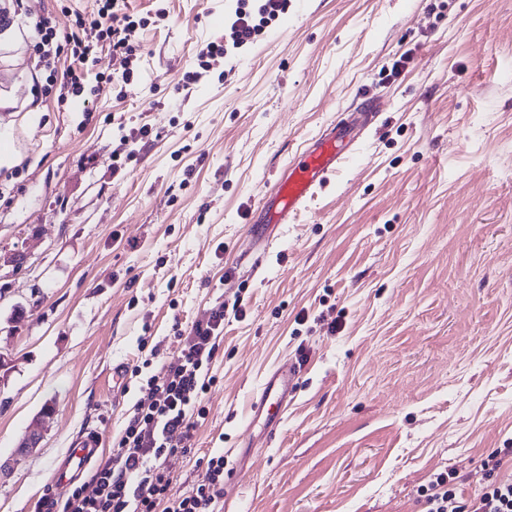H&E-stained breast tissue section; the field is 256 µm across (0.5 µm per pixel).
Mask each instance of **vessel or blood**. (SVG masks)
Segmentation results:
<instances>
[{"label": "vessel or blood", "mask_w": 512, "mask_h": 512, "mask_svg": "<svg viewBox=\"0 0 512 512\" xmlns=\"http://www.w3.org/2000/svg\"><path fill=\"white\" fill-rule=\"evenodd\" d=\"M379 112L378 101L363 102L326 126L292 157L273 191L264 195L255 209L247 237L250 250L269 246L272 226L290 223L318 189L336 175L355 154ZM300 373V365L293 361L284 362L273 371L252 406L253 422L263 424L270 432L278 428ZM101 446L97 431L80 435L54 476L55 486L61 488L82 478L97 460Z\"/></svg>", "instance_id": "b4317fda"}]
</instances>
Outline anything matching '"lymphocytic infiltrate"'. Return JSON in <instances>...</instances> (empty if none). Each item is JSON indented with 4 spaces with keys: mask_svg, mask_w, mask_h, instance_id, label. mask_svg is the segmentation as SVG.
Masks as SVG:
<instances>
[{
    "mask_svg": "<svg viewBox=\"0 0 512 512\" xmlns=\"http://www.w3.org/2000/svg\"><path fill=\"white\" fill-rule=\"evenodd\" d=\"M287 8L288 0H236L228 40L211 41L200 49L198 68L186 74V84L205 77L210 59L252 45ZM145 24V18L127 12L125 0H99L91 16L76 15L67 30L46 17L32 22V60L35 70L45 75L44 95H56L61 104L85 99L81 70L58 69L56 61L65 51L85 60L101 44L108 45L123 82L137 81L136 47ZM224 317L223 305L210 308L192 325L188 345L164 361L160 374L146 377L111 457L92 476L93 490L72 489L61 512H221L223 455L210 456L200 483L183 493L175 490L165 461L190 453L193 433L208 415L204 400L216 381L215 356L224 334ZM424 504L425 512H512V478L490 482L467 498L454 486L451 474L441 472L429 482Z\"/></svg>",
    "mask_w": 512,
    "mask_h": 512,
    "instance_id": "f902f5d3",
    "label": "lymphocytic infiltrate"
}]
</instances>
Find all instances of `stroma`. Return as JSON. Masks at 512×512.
Here are the masks:
<instances>
[{
  "instance_id": "1",
  "label": "stroma",
  "mask_w": 512,
  "mask_h": 512,
  "mask_svg": "<svg viewBox=\"0 0 512 512\" xmlns=\"http://www.w3.org/2000/svg\"><path fill=\"white\" fill-rule=\"evenodd\" d=\"M144 17L140 82L108 48L90 103L37 104L24 0L0 28V512H37L74 439L103 456L216 304L217 382L194 449L167 460L191 490L209 455L239 512H421L433 474L464 496L512 476V0H289L248 49L184 87L227 0H126ZM377 124L268 251L251 212L289 159L363 99ZM150 134L128 154L123 130ZM306 353L284 421L248 448L265 377ZM38 448L13 459L30 422Z\"/></svg>"
}]
</instances>
